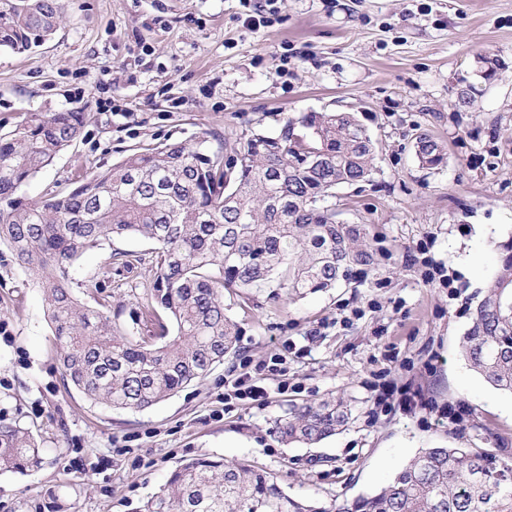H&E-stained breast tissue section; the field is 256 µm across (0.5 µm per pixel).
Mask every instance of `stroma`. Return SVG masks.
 I'll list each match as a JSON object with an SVG mask.
<instances>
[{"mask_svg":"<svg viewBox=\"0 0 512 512\" xmlns=\"http://www.w3.org/2000/svg\"><path fill=\"white\" fill-rule=\"evenodd\" d=\"M62 3L51 40L0 50V121L70 108L76 94L86 114L81 137L25 185L28 196L68 191L78 170L106 169L136 147L203 138L227 152L251 131L350 112L375 144L376 172L327 203L337 221L362 225L374 263L302 300L264 288L244 306L225 292L235 353L130 411L68 385L43 293L0 245V419L30 432L42 457L33 471L0 473V512H144L193 458L248 459L327 507L378 491L423 448L512 456V395L462 354L512 234V0H275L256 27L251 0ZM483 56L500 61L488 83L476 74ZM470 84L475 98L459 105ZM422 131L445 149L437 167L417 156ZM427 259L447 282L424 281ZM155 276L154 244L130 236L84 253L69 285L86 306L110 298V319L142 337L135 318ZM259 366L267 404L223 402L231 371ZM332 397L352 409L345 429L315 445L281 443L276 421L289 404Z\"/></svg>","mask_w":512,"mask_h":512,"instance_id":"obj_1","label":"stroma"}]
</instances>
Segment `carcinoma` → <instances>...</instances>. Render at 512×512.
I'll return each instance as SVG.
<instances>
[{
    "label": "carcinoma",
    "instance_id": "carcinoma-1",
    "mask_svg": "<svg viewBox=\"0 0 512 512\" xmlns=\"http://www.w3.org/2000/svg\"><path fill=\"white\" fill-rule=\"evenodd\" d=\"M61 0H0V49L40 47L56 33ZM84 114L31 112L0 133V243L42 288L64 377L85 398L144 410L203 377L237 343L224 291L286 288L303 299L373 264L363 230L339 224L319 202L340 184L368 180L370 136L348 113L287 122L281 133L241 135L233 164L205 141L142 146L112 167L77 176L67 193L33 199L22 188L79 138ZM420 161L443 163L432 137H416ZM158 245L148 320L159 345L137 340L103 312L78 304L69 269L112 237ZM470 367L512 394V238L463 336ZM344 401L293 405L279 420L288 443L311 445L348 424ZM41 465L25 429L0 420V472ZM146 512H512V457L468 448L421 449L379 492L331 508L305 504L248 461L191 460L168 476Z\"/></svg>",
    "mask_w": 512,
    "mask_h": 512
}]
</instances>
